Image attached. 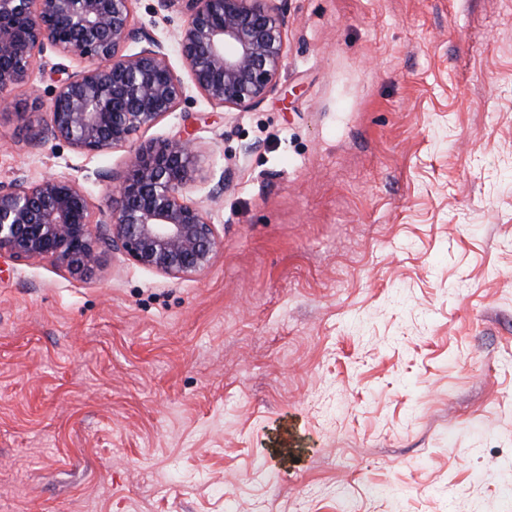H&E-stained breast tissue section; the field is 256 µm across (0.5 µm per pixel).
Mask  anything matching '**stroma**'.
Masks as SVG:
<instances>
[{"mask_svg":"<svg viewBox=\"0 0 512 512\" xmlns=\"http://www.w3.org/2000/svg\"><path fill=\"white\" fill-rule=\"evenodd\" d=\"M285 8L272 94L184 106L205 271L0 259V512H512V0ZM47 117L12 90L0 183L106 209L132 149Z\"/></svg>","mask_w":512,"mask_h":512,"instance_id":"stroma-1","label":"stroma"}]
</instances>
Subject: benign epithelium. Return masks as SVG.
Instances as JSON below:
<instances>
[{
    "mask_svg": "<svg viewBox=\"0 0 512 512\" xmlns=\"http://www.w3.org/2000/svg\"><path fill=\"white\" fill-rule=\"evenodd\" d=\"M134 0H0V96L32 83L46 66L57 87L35 143H68L83 154L135 146L127 170L104 175L112 195L94 212L65 176L0 184V257L49 260L72 277L99 263L102 248L136 265L181 279L208 267L221 246L215 224L192 197L200 170L193 132L138 145L135 137L188 100L193 89L214 108L247 110L277 87L284 66L286 19L275 0H157L177 11L174 35L188 79L167 48L137 25ZM140 43L135 53L128 46ZM76 59L73 69L64 64Z\"/></svg>",
    "mask_w": 512,
    "mask_h": 512,
    "instance_id": "7a95c632",
    "label": "benign epithelium"
}]
</instances>
